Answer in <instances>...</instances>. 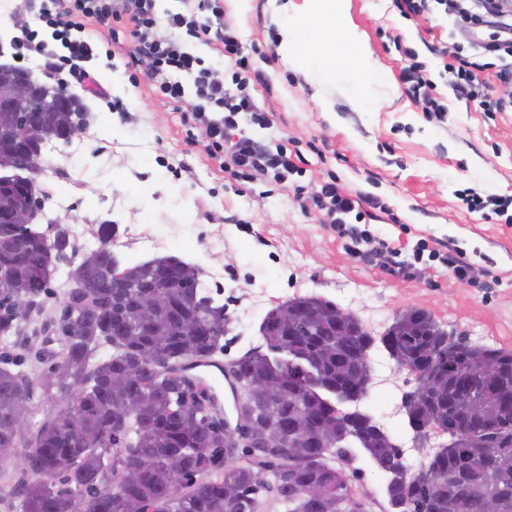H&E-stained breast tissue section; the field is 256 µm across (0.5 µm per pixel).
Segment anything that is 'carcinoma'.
I'll use <instances>...</instances> for the list:
<instances>
[{
	"label": "carcinoma",
	"instance_id": "carcinoma-1",
	"mask_svg": "<svg viewBox=\"0 0 512 512\" xmlns=\"http://www.w3.org/2000/svg\"><path fill=\"white\" fill-rule=\"evenodd\" d=\"M56 100L65 103L82 126L86 113L80 101L64 88ZM14 145L0 133V172H9L14 187L0 194V223L11 204L23 198V176L10 163ZM115 225L100 224L97 258L84 265V273L99 283L84 294L61 291L59 309L46 315L55 347H40L26 361L9 349L19 342L22 329L33 324L52 294L54 269L47 248L29 234L19 232L0 240V269L6 284L0 288V461L16 456L19 447L26 478L0 489V497L18 512H265L280 504L285 512H309L299 490L322 482L329 496L328 512H350L348 494L352 479L342 468L350 448L366 452L387 475L389 505L397 512H482L487 497L499 501V512H512V352L482 347L502 360L496 380L479 387L484 392L483 414L506 441L503 455L484 460L478 449L466 447L457 421L463 417L450 393L463 383L453 366L462 363L473 344L448 334L420 309L406 311L381 336L384 348L395 357L414 359L420 349L442 360L448 391L427 386L429 367L413 363L408 375L419 392L420 408L407 410L409 425L417 435L433 431L447 434L449 446L436 451L421 471L431 466L456 474L468 488L458 500L451 483H432L412 472L400 449L372 417L357 408L368 393L344 391L345 376L369 364L358 365L356 356L368 355L375 338L355 316L342 319L339 307L319 296L286 301L288 337L269 332L278 307L263 319L267 348L288 352L272 357L257 347L225 366L241 390L237 403L255 423L251 441L268 426L290 429L296 405H303L314 420L336 417L344 423L329 446L310 448L296 458L286 448L234 449L235 459L224 462L219 446L223 420L203 403L210 386L185 375L191 363H211L223 353L226 332L224 305L200 288L198 267L168 256L155 265L148 261L127 266L128 285L112 287L106 272L118 262L112 254ZM166 283L170 305L158 312L139 306L141 295ZM291 359L312 366L318 377L303 376L299 387L284 384L280 400L267 402L246 392L254 381L280 376L288 380ZM142 367L139 377L122 392L111 388L114 376ZM30 407L28 423L18 429L13 422L17 402ZM84 415L83 440L72 438L63 424L69 410ZM181 459V479L171 477L168 462Z\"/></svg>",
	"mask_w": 512,
	"mask_h": 512
}]
</instances>
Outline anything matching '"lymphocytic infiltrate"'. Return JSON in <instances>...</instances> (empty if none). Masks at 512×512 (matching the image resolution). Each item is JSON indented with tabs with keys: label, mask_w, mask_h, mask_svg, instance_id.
<instances>
[{
	"label": "lymphocytic infiltrate",
	"mask_w": 512,
	"mask_h": 512,
	"mask_svg": "<svg viewBox=\"0 0 512 512\" xmlns=\"http://www.w3.org/2000/svg\"><path fill=\"white\" fill-rule=\"evenodd\" d=\"M157 0H41L39 15L52 30L54 40L60 41L71 57L85 60L93 57L94 45L85 39L87 26H110L111 22L127 20L131 27L133 49L147 57L150 70L159 77L158 90L162 96L179 100L185 90L178 75H187L195 89V99L189 108L204 134L207 152L215 158L229 157L235 175L249 177L255 174L273 175L284 181L297 174L299 168L286 145H269L241 133L240 124L247 123L267 128L270 118L260 109L248 91L250 79H261V71L252 70L241 45L228 26L224 25V6L221 0H197L192 16L169 13L159 16ZM445 11L454 16L461 27L477 29L496 19L506 30L507 38H495L482 43L483 53L512 56V0H475L474 8H465L460 0H445ZM185 29L188 36L201 40H215L224 48V55L235 70L230 79L218 77L215 70L203 60L183 50L161 32L162 27ZM451 70L455 74L452 89L457 98L479 99L488 112H502L512 108V99H489L477 96V73L480 65L465 55L463 47H455L451 54ZM237 131V139H230V131ZM314 206L332 217L335 224H344L347 215L362 211L367 197L351 194L336 182L321 184L312 196Z\"/></svg>",
	"instance_id": "lymphocytic-infiltrate-1"
}]
</instances>
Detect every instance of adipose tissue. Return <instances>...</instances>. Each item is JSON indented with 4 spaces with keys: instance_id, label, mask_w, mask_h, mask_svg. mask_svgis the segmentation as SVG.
<instances>
[{
    "instance_id": "ef3b65f1",
    "label": "adipose tissue",
    "mask_w": 512,
    "mask_h": 512,
    "mask_svg": "<svg viewBox=\"0 0 512 512\" xmlns=\"http://www.w3.org/2000/svg\"><path fill=\"white\" fill-rule=\"evenodd\" d=\"M346 13L347 0H304L302 9L285 19L279 52L311 83L343 84L369 111L373 88L384 82L385 73L361 36L347 25ZM307 31L313 32V40L299 43V34Z\"/></svg>"
}]
</instances>
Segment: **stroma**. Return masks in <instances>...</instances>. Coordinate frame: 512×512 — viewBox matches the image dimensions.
I'll use <instances>...</instances> for the list:
<instances>
[{
	"label": "stroma",
	"instance_id": "1",
	"mask_svg": "<svg viewBox=\"0 0 512 512\" xmlns=\"http://www.w3.org/2000/svg\"><path fill=\"white\" fill-rule=\"evenodd\" d=\"M223 5L243 55L266 76L253 95L271 125L245 131L299 154L300 172L287 182L239 178L208 157L187 104L158 95L143 59L108 54L109 42L131 41L122 23L85 32L98 49L81 66L106 90L93 95L80 89L73 70L58 67L65 51L30 0H0V64L66 81L88 112L81 133L43 149L37 185L46 200L36 229L59 220L76 234L109 223L118 228L112 250L120 260L175 256L199 267L202 286L230 319L225 363L262 345L268 310L310 295L353 314L378 339L407 310L421 309L446 333L512 351V220L490 203L512 198V110L487 112L456 98L445 67L449 51L488 38L493 26L470 32L435 2L406 18L392 0H348L349 25L387 76L375 92V111L364 112L342 85L312 84L280 55L281 10L301 9L303 0ZM28 28L45 42L46 55L18 48ZM411 52L435 82L443 116L425 111L400 82ZM332 179L378 201L360 226L399 248L404 269L389 271L355 254L354 243L310 207L312 189ZM421 240L465 254L475 280L459 282L439 259L415 260ZM368 359L372 382L359 407L399 448L416 449L405 462L418 468L450 438L421 440L402 406L413 388L407 373L379 342ZM347 469L368 512H384L385 475L360 452Z\"/></svg>",
	"mask_w": 512,
	"mask_h": 512
}]
</instances>
